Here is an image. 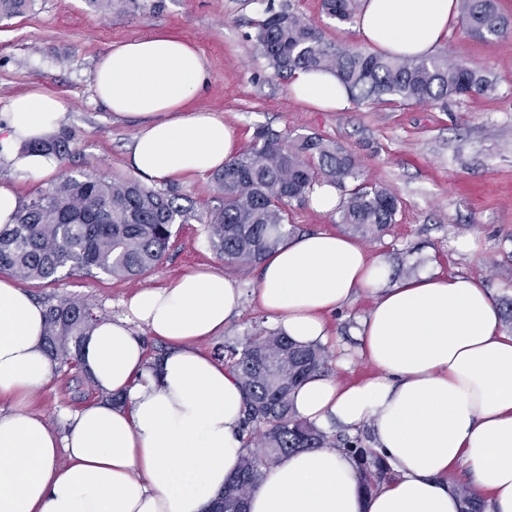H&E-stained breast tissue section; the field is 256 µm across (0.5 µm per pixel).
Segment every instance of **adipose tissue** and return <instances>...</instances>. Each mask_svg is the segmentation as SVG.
Here are the masks:
<instances>
[{"label":"adipose tissue","mask_w":512,"mask_h":512,"mask_svg":"<svg viewBox=\"0 0 512 512\" xmlns=\"http://www.w3.org/2000/svg\"><path fill=\"white\" fill-rule=\"evenodd\" d=\"M457 18L456 0H362L356 30L376 53L421 57ZM209 82L199 51L165 33L114 45L97 60L95 98L137 121L129 162L143 179L184 182L234 156V129L192 106ZM291 90L320 110L350 104L330 71L296 72ZM65 110L39 87L11 98L0 158L36 177L56 171L55 155L22 146L51 137ZM388 278L385 261L330 231L287 239L262 260L255 298L302 344L328 343V316L371 294L358 337L374 375L351 383L315 377L294 390L292 404L320 427H369L393 477L368 493L351 455L303 449L265 470L247 512H461L448 481L460 467L489 512H512V334L499 306L483 281L437 268ZM243 298L238 282L207 267L136 289L124 313L99 320L81 350L96 387L124 404H89L59 430L28 408L55 368L44 346L45 308L1 275L0 512H208L245 452L244 393L199 344L223 333ZM149 335L171 345L156 365Z\"/></svg>","instance_id":"obj_1"}]
</instances>
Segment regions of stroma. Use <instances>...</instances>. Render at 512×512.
Listing matches in <instances>:
<instances>
[{
  "label": "stroma",
  "mask_w": 512,
  "mask_h": 512,
  "mask_svg": "<svg viewBox=\"0 0 512 512\" xmlns=\"http://www.w3.org/2000/svg\"><path fill=\"white\" fill-rule=\"evenodd\" d=\"M138 8L113 5L104 13L88 0H33L29 10L0 21V109L15 95L38 86L67 105L62 124L70 132L71 154L49 176L35 179L0 164V182L21 202L51 190L68 177L109 181L134 178L129 145L134 121L112 117L93 99L92 71L112 45L161 31L179 37L204 57L210 85L202 107L232 126L239 148H247L255 128L290 136L315 134L355 154L364 179L396 193L397 221L382 234L362 239L371 255L383 258L392 274L401 267L443 271L482 279L497 303L512 301V35L478 38L455 25L439 53L458 58L497 81L493 95L453 98L444 105L405 106L397 102L349 106L319 112L297 102L290 82L278 78L258 49L253 23L262 19L259 0H138ZM323 32L329 42L357 48L355 22L340 23L321 11V0H286ZM210 266L253 290L257 267L227 266L209 247L204 225L186 224L172 237L162 266L134 280L102 273L56 283L27 282L38 300L63 297L90 304L98 316L121 311L135 289L160 287L182 273ZM371 303L362 295L335 315L330 354L345 351L342 381L368 378L372 368L357 354L351 329ZM274 323L246 299L222 335L202 342L217 355L227 344H244L257 327ZM81 370L57 371L35 394L31 406L63 428L66 411L100 398Z\"/></svg>",
  "instance_id": "1"
}]
</instances>
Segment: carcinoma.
<instances>
[{
  "instance_id": "obj_1",
  "label": "carcinoma",
  "mask_w": 512,
  "mask_h": 512,
  "mask_svg": "<svg viewBox=\"0 0 512 512\" xmlns=\"http://www.w3.org/2000/svg\"><path fill=\"white\" fill-rule=\"evenodd\" d=\"M32 0H0V20L27 11ZM323 12L351 21L358 0H321ZM460 20L474 36L504 37L512 25L496 0H457ZM255 41L278 77L299 69L331 70L357 104L394 97L404 104H445L448 99L485 95L495 82L446 55L391 57L334 45L304 14L267 2L255 26ZM70 137L53 136L29 144L34 151L69 156ZM357 157L313 135L291 139L256 129L250 146L213 174L222 204L196 212L179 203L175 191L159 192L135 180L106 181L70 177L23 204L11 223L0 224V272L30 281L59 282L95 272L135 279L160 267L175 225H205L214 253L224 263L247 267L261 262L294 231L288 207L309 198L313 187L330 183L343 192L337 223L363 236H376L396 222L400 199L391 190L361 180ZM93 308L78 300L50 303L45 315V347L60 365L80 367L83 340L96 325ZM224 365L239 378L245 395V453L237 472L214 500L222 512H245L249 492L263 469L300 448L326 445L356 457L365 491L391 477L379 458H369L359 441L333 439L298 418L291 392L300 383L328 371L320 344H299L280 332L256 330L240 348L224 347ZM462 512H481L483 504L468 487H457Z\"/></svg>"
}]
</instances>
